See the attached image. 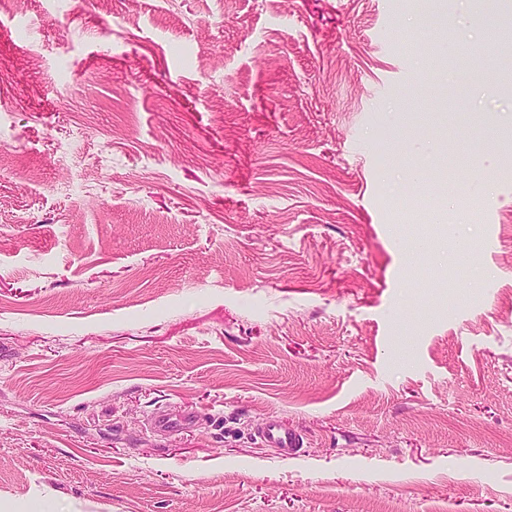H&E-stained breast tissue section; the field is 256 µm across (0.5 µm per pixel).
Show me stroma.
I'll list each match as a JSON object with an SVG mask.
<instances>
[{
  "label": "stroma",
  "instance_id": "1",
  "mask_svg": "<svg viewBox=\"0 0 512 512\" xmlns=\"http://www.w3.org/2000/svg\"><path fill=\"white\" fill-rule=\"evenodd\" d=\"M422 10L0 0L1 503L512 512V15ZM194 420L169 411H158L150 418V427L158 433H170L190 425ZM254 435L267 448H275L282 458L294 457L304 447L302 436L276 417L266 418Z\"/></svg>",
  "mask_w": 512,
  "mask_h": 512
}]
</instances>
